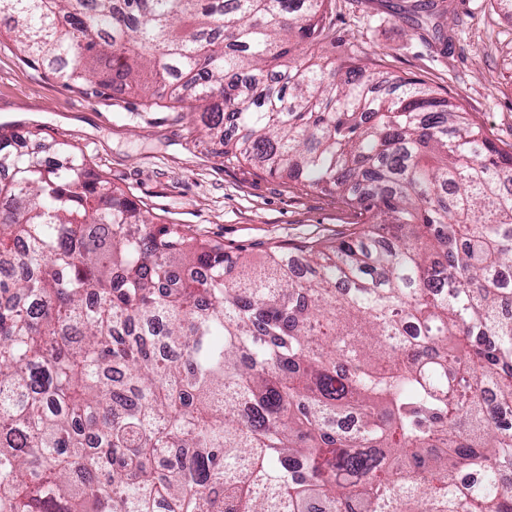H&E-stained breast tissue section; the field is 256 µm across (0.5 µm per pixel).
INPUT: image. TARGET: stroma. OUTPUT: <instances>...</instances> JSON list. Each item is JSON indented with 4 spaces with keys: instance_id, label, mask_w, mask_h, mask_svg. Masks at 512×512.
I'll return each instance as SVG.
<instances>
[{
    "instance_id": "1",
    "label": "stroma",
    "mask_w": 512,
    "mask_h": 512,
    "mask_svg": "<svg viewBox=\"0 0 512 512\" xmlns=\"http://www.w3.org/2000/svg\"><path fill=\"white\" fill-rule=\"evenodd\" d=\"M329 0L331 56L424 81L468 112L483 137L512 154V10L497 0ZM32 147L63 141L158 224L204 235L257 260L274 244L335 239L358 215L336 194L226 156L199 113L143 108L120 89L96 96L62 85L0 34V127Z\"/></svg>"
}]
</instances>
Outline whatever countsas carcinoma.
<instances>
[{
    "mask_svg": "<svg viewBox=\"0 0 512 512\" xmlns=\"http://www.w3.org/2000/svg\"><path fill=\"white\" fill-rule=\"evenodd\" d=\"M327 2L0 0L66 87L151 80L364 219L257 265L0 133V512H512V155L319 52Z\"/></svg>",
    "mask_w": 512,
    "mask_h": 512,
    "instance_id": "carcinoma-1",
    "label": "carcinoma"
}]
</instances>
